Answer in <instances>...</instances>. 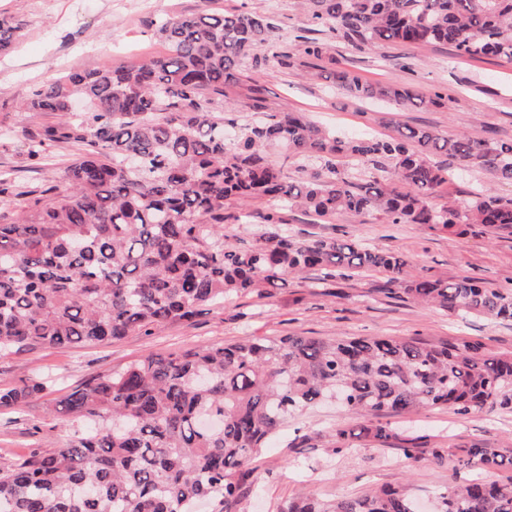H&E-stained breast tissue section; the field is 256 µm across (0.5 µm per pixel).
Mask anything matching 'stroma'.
Wrapping results in <instances>:
<instances>
[{
	"mask_svg": "<svg viewBox=\"0 0 512 512\" xmlns=\"http://www.w3.org/2000/svg\"><path fill=\"white\" fill-rule=\"evenodd\" d=\"M206 7L266 13L280 43L312 30L298 0H0V12L22 27L17 43L0 53V169H13L20 186L59 183V166L32 164L26 138L14 132L15 109L33 90L73 69H102L161 56L165 46L153 34L154 20L165 14ZM318 37L330 47L329 59L310 60L285 69L275 60L251 71L247 86H230L238 126L254 122L250 98L258 89L265 111L287 108L307 112L351 138L386 136L392 122L431 126L453 135L466 132L484 139L512 138V61L485 57L462 59L447 45L385 44L356 49L335 32ZM346 67L371 84L397 82L446 103L426 110L389 111L379 101L360 102L332 88L331 70ZM280 210L298 238H354L405 256L411 274L432 279L470 276L493 288L512 286V236L497 239L475 232L457 235L421 224H387L375 215L339 213L320 218L296 208L262 200L250 207L253 227ZM378 274L322 283L319 274L288 277L270 295L234 298L221 307H204L193 322L172 323L152 335L134 331L103 345L67 350L46 348L33 354L0 356V382L19 385L50 378L48 397L13 409L0 408V464L9 465L36 451L48 452L76 435L79 425L52 412L48 399L79 388L89 377L122 369L148 354L180 352L201 345L232 343L268 336H390L424 341L466 339L490 355H512V322L480 317L462 319L412 299L373 293ZM393 426L428 436L430 442L496 441L512 435V412L479 411L468 416L449 407L393 415ZM364 418L333 405L304 411L281 426L241 478L242 494L232 512H278L302 494L320 499L355 496L382 486L404 490L427 501L438 486L466 475L455 470L454 456L422 457L409 463L395 448L364 447L359 431ZM345 429L351 450L336 453L331 435Z\"/></svg>",
	"mask_w": 512,
	"mask_h": 512,
	"instance_id": "stroma-1",
	"label": "stroma"
}]
</instances>
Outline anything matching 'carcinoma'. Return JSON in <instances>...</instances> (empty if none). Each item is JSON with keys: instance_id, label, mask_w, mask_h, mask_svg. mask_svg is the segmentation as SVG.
<instances>
[{"instance_id": "carcinoma-1", "label": "carcinoma", "mask_w": 512, "mask_h": 512, "mask_svg": "<svg viewBox=\"0 0 512 512\" xmlns=\"http://www.w3.org/2000/svg\"><path fill=\"white\" fill-rule=\"evenodd\" d=\"M317 27L352 47L385 43L447 44L461 57L512 61V0H303ZM166 54L133 65L71 71L32 91L17 107L24 122L53 121L28 137L40 163L52 146L76 150L61 183L27 193L0 172V203L15 205L0 224V355L50 347L99 345L139 330L189 323L207 305L239 294L264 295L288 275L317 271L348 279L376 272L374 292L405 294L461 317L512 321V289L469 277L428 279L407 272V259L356 239L300 240L276 212L264 227L232 239L224 225L243 224V207L276 200L321 218L339 212L379 215L388 224H424L458 234L512 233V198L478 190L459 203L440 200L448 170L462 168L512 183V140L396 124L387 137L349 139L304 112H272L239 137L224 130V86L272 52L283 67L297 53L321 59L328 47L299 36L275 51L267 16L204 9L159 19ZM21 27L0 15V51ZM336 90L397 109L441 105L396 83L373 85L354 71L330 74ZM283 145L318 169L289 180L265 156ZM347 160L387 162L384 178L344 168ZM235 201L238 211L229 210ZM49 380L0 384V408L39 397ZM336 400L368 419L362 437L456 457L460 470L512 469V444L473 442L430 448L380 417L451 407L512 411V358L486 354L464 339L427 342L383 336H274L149 354L86 380L54 411L88 423L68 444L0 467V512H191L209 499L231 512L244 473L288 417ZM435 512H512V484L477 474L434 492ZM278 512H417L415 499L381 488L320 500L302 495Z\"/></svg>"}]
</instances>
